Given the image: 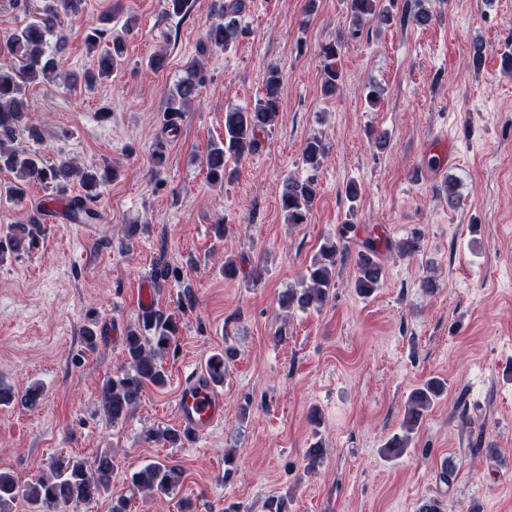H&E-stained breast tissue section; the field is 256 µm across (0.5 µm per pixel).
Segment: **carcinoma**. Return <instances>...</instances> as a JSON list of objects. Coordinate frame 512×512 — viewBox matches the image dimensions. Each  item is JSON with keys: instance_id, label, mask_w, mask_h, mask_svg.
Segmentation results:
<instances>
[{"instance_id": "carcinoma-1", "label": "carcinoma", "mask_w": 512, "mask_h": 512, "mask_svg": "<svg viewBox=\"0 0 512 512\" xmlns=\"http://www.w3.org/2000/svg\"><path fill=\"white\" fill-rule=\"evenodd\" d=\"M81 0H48L41 17L12 32L7 37V47L15 56L12 66H0V171H7L14 180L4 189L5 196L14 201L25 198L27 187L38 182L45 189L64 195L71 183L77 181L85 195L73 197L68 206L73 215L90 218L93 210L87 202L98 197L100 189L112 182L117 173L110 166L81 167L73 159L46 160L36 154H25L13 147L18 137L25 134L30 139L40 138V130L30 116V102L26 86L34 83H54L60 76L59 58L62 47H48L47 35L61 14L78 12ZM244 0H225L224 21L213 23L206 30L207 45L227 50L242 33L239 17ZM347 9L354 24L370 18L387 25L392 20L389 10L380 5V0H347ZM124 30L110 33L108 46L101 52L94 67L79 75H72L74 84L87 90L118 72L126 59ZM340 48L336 43L322 46L320 56L323 63V91L330 95L342 82V71L338 64ZM204 61L196 58L183 69V74L168 87L163 124L170 132H177L183 121L185 108L198 96L204 81ZM282 77L278 70L271 69L263 81L262 96L248 107L230 108L224 112V140L211 144L206 153L207 177L213 184L222 185L232 178L227 169L230 159H240L260 146V136L267 133L278 115L282 96ZM328 147L319 136L306 141L302 158L308 168L318 170L326 157ZM317 196L314 177L304 180L290 178L284 184L280 206L289 224L307 222ZM44 225L33 218L28 224H12L0 236V264L7 257L18 254L24 246H36L43 235ZM343 248L332 240L326 241L319 255L302 276L301 286L288 288L280 295L281 306L301 311L319 310L325 306L336 286L335 268L337 256ZM355 291L362 297L372 296L383 280V266L378 260V248L373 241L365 242L355 258ZM152 278L162 286L180 282L179 269L167 262L155 266ZM178 332L175 317L164 315L151 307L141 310L137 322L125 334V365L115 375L103 381L99 391V403L107 421L112 424L124 422L141 398L145 387H162L166 374L162 365ZM236 349L231 346L208 357L205 370L210 379L221 385L228 365L234 360ZM447 383L440 378H430L415 388L409 395L400 431L394 433L384 444L385 457L399 458L410 447L418 433L425 412L440 399ZM43 390L37 383L21 391L0 386V405H9L14 400L30 408L40 404ZM144 437L148 441L164 440L171 445L182 441L183 433L176 428L164 430L148 429ZM115 461L112 451L104 450L90 463L76 458L56 462L49 473L31 481L21 480L14 472L0 468V512H13L16 502L28 506V512H60L71 504H90L110 492ZM130 490L155 496L176 493L183 483V470L167 461H154L130 474Z\"/></svg>"}]
</instances>
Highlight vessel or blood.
<instances>
[{
	"instance_id": "1",
	"label": "vessel or blood",
	"mask_w": 512,
	"mask_h": 512,
	"mask_svg": "<svg viewBox=\"0 0 512 512\" xmlns=\"http://www.w3.org/2000/svg\"><path fill=\"white\" fill-rule=\"evenodd\" d=\"M176 413L189 437L200 439L223 421L224 395L202 371H193L179 390Z\"/></svg>"
}]
</instances>
